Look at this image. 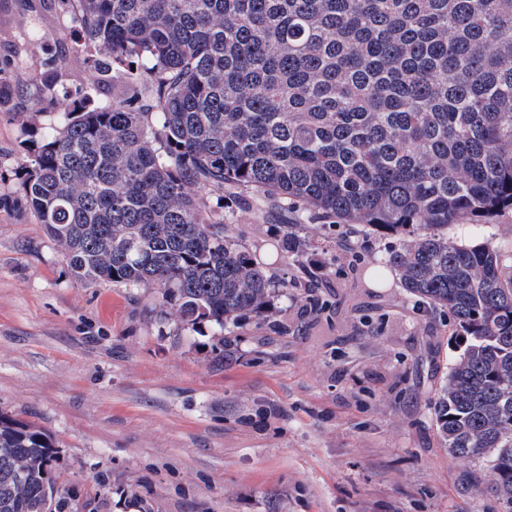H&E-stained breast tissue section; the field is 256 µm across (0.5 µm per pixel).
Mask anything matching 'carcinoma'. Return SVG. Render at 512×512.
Returning <instances> with one entry per match:
<instances>
[{
	"label": "carcinoma",
	"instance_id": "1",
	"mask_svg": "<svg viewBox=\"0 0 512 512\" xmlns=\"http://www.w3.org/2000/svg\"><path fill=\"white\" fill-rule=\"evenodd\" d=\"M106 93L30 134L21 189L81 283L154 288L175 329L267 319L294 282L267 269L206 195L301 202L398 237L403 287L448 312L460 354L437 389L448 453L483 459L512 512V243L448 225L512 211V0H68ZM292 230L280 262L310 264ZM56 446L0 416V512H62Z\"/></svg>",
	"mask_w": 512,
	"mask_h": 512
}]
</instances>
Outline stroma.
Listing matches in <instances>:
<instances>
[{
	"label": "stroma",
	"instance_id": "35a3bbf8",
	"mask_svg": "<svg viewBox=\"0 0 512 512\" xmlns=\"http://www.w3.org/2000/svg\"><path fill=\"white\" fill-rule=\"evenodd\" d=\"M72 33L61 0H0V414L53 439L70 512L91 497L99 512H500L482 462L451 457L433 420L459 354L452 320L397 271L363 283L390 238L343 219L305 226L327 272L276 291L277 316L243 321L221 362L160 319L156 289L74 277L20 188L29 128L57 120L34 90L47 52L67 89L95 82ZM208 201L260 253L296 221L236 187ZM348 233L361 260L339 245ZM448 233L512 241V211Z\"/></svg>",
	"mask_w": 512,
	"mask_h": 512
}]
</instances>
